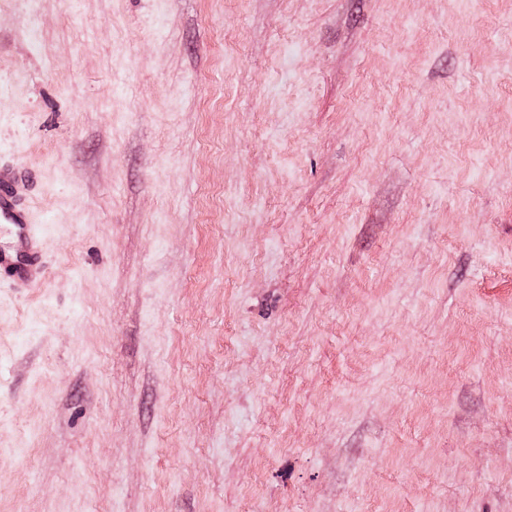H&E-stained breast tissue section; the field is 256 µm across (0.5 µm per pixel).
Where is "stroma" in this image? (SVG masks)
<instances>
[{
  "mask_svg": "<svg viewBox=\"0 0 512 512\" xmlns=\"http://www.w3.org/2000/svg\"><path fill=\"white\" fill-rule=\"evenodd\" d=\"M0 512H512V0H0ZM25 179L15 164H0V272L9 288H33L45 276L46 268L31 212L23 205Z\"/></svg>",
  "mask_w": 512,
  "mask_h": 512,
  "instance_id": "35a3bbf8",
  "label": "stroma"
}]
</instances>
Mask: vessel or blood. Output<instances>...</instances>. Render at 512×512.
<instances>
[{
  "label": "vessel or blood",
  "mask_w": 512,
  "mask_h": 512,
  "mask_svg": "<svg viewBox=\"0 0 512 512\" xmlns=\"http://www.w3.org/2000/svg\"><path fill=\"white\" fill-rule=\"evenodd\" d=\"M25 179L15 164H0V273L11 288L35 287L45 276L42 237L22 202Z\"/></svg>",
  "instance_id": "1"
}]
</instances>
